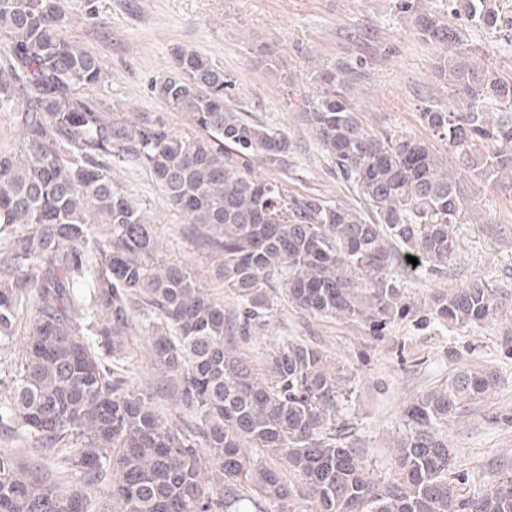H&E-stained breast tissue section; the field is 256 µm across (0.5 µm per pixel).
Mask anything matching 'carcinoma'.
Segmentation results:
<instances>
[{"label": "carcinoma", "instance_id": "1", "mask_svg": "<svg viewBox=\"0 0 512 512\" xmlns=\"http://www.w3.org/2000/svg\"><path fill=\"white\" fill-rule=\"evenodd\" d=\"M413 31L439 50L436 70L460 100L431 103L424 124L462 167L512 193V77L477 65L464 33L425 0H396ZM497 0H448L486 28ZM64 0H0V105L25 102L19 147L0 150V339L35 301L24 353L0 429L39 451L59 449L83 488L66 492L41 469L0 452V512H92L90 491L117 512H512V474L476 492L452 485L445 426L495 383L464 371L403 412L395 477L378 480L357 449L336 439L346 379L322 351L288 340L261 368L237 350L277 305L357 320L376 336L410 314L394 277L398 242L431 272L456 253L462 223L455 181L430 148L407 136L367 133L348 96L366 61L315 74L301 120L336 175L356 187L371 216L319 195L250 175V159L283 171L288 136L244 120L227 103L224 70L178 48L153 84L195 133L161 120L128 125L91 94L104 75L92 51L64 35ZM149 171L167 203L215 259V277L241 306L231 322L188 267L158 257L159 238L112 160ZM93 224L106 227L94 235ZM499 310L481 281L433 296L426 322L480 325ZM141 325L154 366L199 417L196 431L164 425L130 376L125 339ZM260 448L280 466L253 462Z\"/></svg>", "mask_w": 512, "mask_h": 512}]
</instances>
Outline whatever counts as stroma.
<instances>
[{
	"mask_svg": "<svg viewBox=\"0 0 512 512\" xmlns=\"http://www.w3.org/2000/svg\"><path fill=\"white\" fill-rule=\"evenodd\" d=\"M64 5L69 38L96 53L107 72L94 96L121 119H161L175 133H192L189 120L156 98L151 85L171 70L175 47L193 49L233 80V107L297 146L293 169L271 171L255 157L252 174L299 193H317L332 205L357 206L361 199L350 183L337 178L299 115L304 97L314 92L315 71L366 57L364 75L349 89L359 118L370 132L427 142L447 166L468 212L466 223L455 227L457 256L443 272L432 273L409 264L402 247H395V275L412 312L385 335H370L363 325L342 317L304 315L284 303L256 330L245 352L259 365L277 344L301 339L326 354L329 368L343 367L352 395L342 407L336 436L359 450L369 474L386 479L395 475L393 443L403 432L404 408L464 369L489 372L496 386L448 423V440L456 450L452 471L460 490L473 492L512 470V200L464 171L447 145L423 126L424 100L447 109L455 103L434 70L433 51L414 36L395 0H65ZM429 5L464 30L473 62L512 75V27L487 30L450 15L446 0H429ZM263 45L271 48L275 66L260 54ZM112 177L134 194L147 219L159 224L163 258L187 265L223 298L226 317L237 318L239 304L216 281L212 257L187 239L183 219L150 174L116 161ZM475 280L496 290L502 302L493 319L449 330L424 323L433 293ZM35 315V305H28L14 336L0 340V397L12 385L25 330ZM125 368L140 389L151 393L163 423L195 429L196 416L180 405L155 370L144 332L129 337ZM1 450L27 461L39 458L62 490L78 484L74 475L60 472L58 455L38 454L32 443L9 431H0Z\"/></svg>",
	"mask_w": 512,
	"mask_h": 512,
	"instance_id": "stroma-1",
	"label": "stroma"
}]
</instances>
